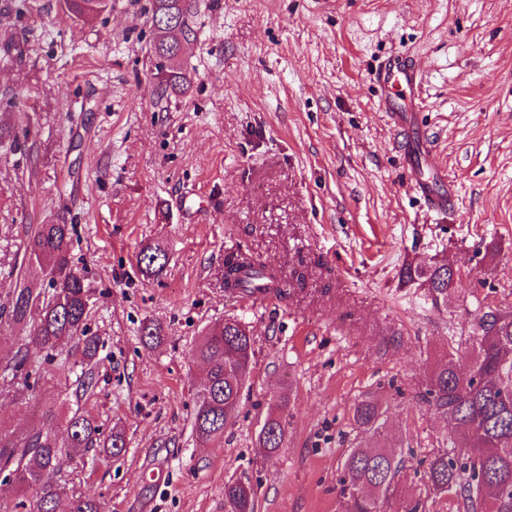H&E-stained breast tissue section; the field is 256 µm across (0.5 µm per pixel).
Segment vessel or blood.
Returning a JSON list of instances; mask_svg holds the SVG:
<instances>
[{"label": "vessel or blood", "mask_w": 512, "mask_h": 512, "mask_svg": "<svg viewBox=\"0 0 512 512\" xmlns=\"http://www.w3.org/2000/svg\"><path fill=\"white\" fill-rule=\"evenodd\" d=\"M376 82L380 88L390 92L384 100V109L406 136L404 161L413 176L416 190L429 208L446 209L451 195L441 189L445 182L444 175L422 163L431 146L426 142L419 144L415 141L417 128L406 95L413 92L419 82L417 71L406 59H390L379 68Z\"/></svg>", "instance_id": "vessel-or-blood-1"}]
</instances>
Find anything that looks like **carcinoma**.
<instances>
[{"mask_svg":"<svg viewBox=\"0 0 512 512\" xmlns=\"http://www.w3.org/2000/svg\"><path fill=\"white\" fill-rule=\"evenodd\" d=\"M111 0H63L76 22L106 11ZM196 0H150L148 22L153 30L150 53L156 60L161 94H184L191 85V73L179 53L181 41L196 40ZM76 225L65 221L39 224L23 243L28 267L48 279L50 291L36 294L24 282L10 291L8 306L0 313L9 325L25 334L29 343L51 361L70 343L82 346L83 358L96 357L100 339L88 334L90 287L87 272L71 264L70 246ZM167 257L159 246L141 252L139 265L147 276L161 273ZM465 265L448 263L431 266L406 264L401 281L421 280L435 294L448 299L449 290L460 280L454 271ZM224 276L231 289L249 291L273 289L287 295L281 279L266 264L245 254H231L224 263ZM254 341L247 327L228 319L224 327H212L197 346L196 357L207 369L210 398L198 403L194 430L202 439L221 435L238 411L247 378L237 368L251 369ZM36 366L28 354L17 351L6 365L0 382L22 394L33 392ZM421 400L434 406L448 421V435L456 448L468 449L461 457L450 451L429 464V486L457 502L462 512H512V314L488 308L480 318L470 349L460 355L448 348V360L431 373ZM287 400H277L258 436L269 454L277 452L284 440L281 413ZM384 411L379 401L364 397L355 403L352 419L357 429L370 437L383 436ZM101 448L116 456L126 448L121 431L99 438L98 425L75 409L66 416L65 434H36L24 444L14 442L0 427V472L23 490L35 492L34 512H58L64 488L58 484L63 468L84 448ZM403 460L388 448L351 449L344 459L338 483L345 512H384V504L395 489ZM224 502L230 512H256V493L235 482L224 484ZM67 512H103L101 504L89 497L72 495Z\"/></svg>","mask_w":512,"mask_h":512,"instance_id":"obj_1","label":"carcinoma"}]
</instances>
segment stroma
Returning a JSON list of instances; mask_svg holds the SVG:
<instances>
[{
    "label": "stroma",
    "mask_w": 512,
    "mask_h": 512,
    "mask_svg": "<svg viewBox=\"0 0 512 512\" xmlns=\"http://www.w3.org/2000/svg\"><path fill=\"white\" fill-rule=\"evenodd\" d=\"M185 62L187 95H157L149 0H112L84 28L60 0H0V307L17 279L35 291L23 243L39 224H77L73 263L91 287L94 361L64 351L33 400L0 386V426L17 440L62 434L74 408L117 459L74 457L68 493L105 512H225L224 484L245 478L256 512H343L337 479L361 436L350 421L378 396L404 461L387 512H456L427 486L448 429L419 398L449 346L467 348L486 307L512 312V0H199ZM419 72L429 163L454 185L430 210L403 164L405 139L372 82L380 60ZM168 261L148 279L138 258ZM245 253L288 284L275 305L224 286ZM467 262L448 301L403 284L404 264ZM235 318L254 339L232 425L199 439L193 417L206 369L195 350ZM152 323L157 342L143 343ZM93 385L81 386L84 375ZM287 397L281 448L258 435ZM55 418L44 416L45 409ZM167 257L164 249L160 246L150 247L143 250L139 257L141 272L147 276H155L161 273L166 266Z\"/></svg>",
    "instance_id": "obj_1"
}]
</instances>
